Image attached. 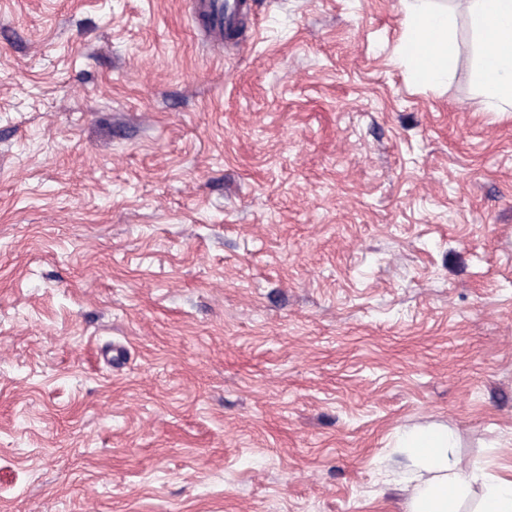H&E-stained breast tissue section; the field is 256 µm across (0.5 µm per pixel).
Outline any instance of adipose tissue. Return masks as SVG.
<instances>
[{
    "label": "adipose tissue",
    "instance_id": "obj_1",
    "mask_svg": "<svg viewBox=\"0 0 512 512\" xmlns=\"http://www.w3.org/2000/svg\"><path fill=\"white\" fill-rule=\"evenodd\" d=\"M480 44L474 81L488 112H512V0H460ZM402 54L410 78L424 87L447 83L459 53L452 10L436 0H404ZM408 469L395 475L406 493V512H460L473 489L476 512H512V479L486 474L455 454V433L445 425H416L400 432Z\"/></svg>",
    "mask_w": 512,
    "mask_h": 512
}]
</instances>
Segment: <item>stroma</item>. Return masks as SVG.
Here are the masks:
<instances>
[{
	"mask_svg": "<svg viewBox=\"0 0 512 512\" xmlns=\"http://www.w3.org/2000/svg\"><path fill=\"white\" fill-rule=\"evenodd\" d=\"M0 0V512H404L443 424L512 475V112L465 14ZM466 109H459V102ZM191 14L214 49L246 46L243 22L254 19L252 0H189ZM401 1L406 13L402 54L410 78L424 87L446 84L459 53L454 12L435 0Z\"/></svg>",
	"mask_w": 512,
	"mask_h": 512,
	"instance_id": "stroma-1",
	"label": "stroma"
}]
</instances>
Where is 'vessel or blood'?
Masks as SVG:
<instances>
[{
  "label": "vessel or blood",
  "instance_id": "b4317fda",
  "mask_svg": "<svg viewBox=\"0 0 512 512\" xmlns=\"http://www.w3.org/2000/svg\"><path fill=\"white\" fill-rule=\"evenodd\" d=\"M191 14L213 48H244L243 22L253 17V0H189Z\"/></svg>",
  "mask_w": 512,
  "mask_h": 512
}]
</instances>
